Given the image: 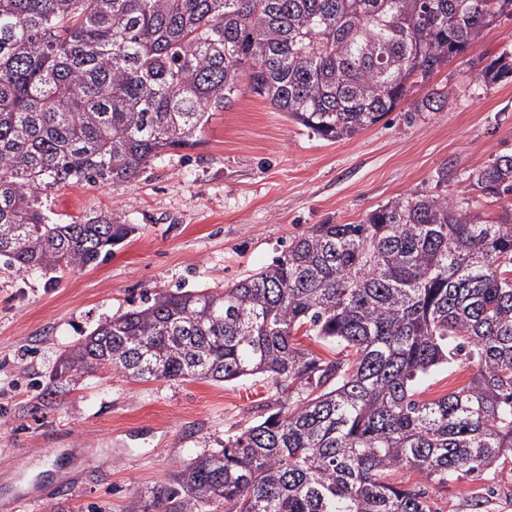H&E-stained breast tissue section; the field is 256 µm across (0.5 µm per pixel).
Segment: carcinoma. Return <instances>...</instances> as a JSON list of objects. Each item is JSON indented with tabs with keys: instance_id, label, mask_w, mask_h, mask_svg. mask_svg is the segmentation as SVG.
<instances>
[{
	"instance_id": "carcinoma-1",
	"label": "carcinoma",
	"mask_w": 512,
	"mask_h": 512,
	"mask_svg": "<svg viewBox=\"0 0 512 512\" xmlns=\"http://www.w3.org/2000/svg\"><path fill=\"white\" fill-rule=\"evenodd\" d=\"M512 0H0V260L95 267L134 228L117 211L69 224L74 184L134 181L194 148L242 88L330 141L395 110L465 53ZM503 53L474 73L512 76ZM438 87L416 106L439 112ZM512 195V154L470 175ZM348 350L323 360L300 329ZM469 385L433 401L418 380L459 358ZM107 366L133 380L265 376L306 397L180 466L143 512H431L391 484L487 472L512 452V208L496 218L410 194L358 224H314L223 288L157 292L62 354L54 379Z\"/></svg>"
}]
</instances>
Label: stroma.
<instances>
[{"instance_id":"35a3bbf8","label":"stroma","mask_w":512,"mask_h":512,"mask_svg":"<svg viewBox=\"0 0 512 512\" xmlns=\"http://www.w3.org/2000/svg\"><path fill=\"white\" fill-rule=\"evenodd\" d=\"M512 53V16L497 18L479 43L417 86L354 138L331 142L242 91L215 113L201 145L168 149L131 183L67 187L48 203L66 224L117 210L133 228L94 268L20 273L0 263V512H132L147 489L180 464L278 412L287 393L271 380L135 382L120 371L86 369L54 381L60 354L100 324L179 288L203 290L268 266L315 224H356L393 198L416 191L468 198L494 216L506 200L467 192L472 172L512 153V77L475 83L474 64ZM454 100L440 112L416 105L434 86ZM453 180L438 184L442 166ZM475 369L458 360L417 386L439 399ZM69 492L55 496L58 481ZM419 486L432 512H512V456L481 476L447 483L397 470Z\"/></svg>"}]
</instances>
